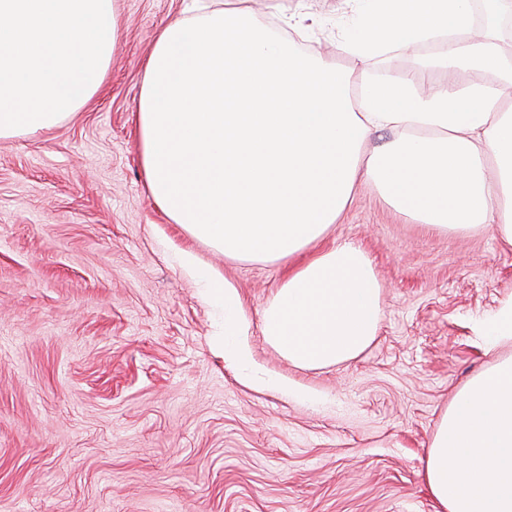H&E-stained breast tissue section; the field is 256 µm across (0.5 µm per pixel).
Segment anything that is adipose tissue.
I'll list each match as a JSON object with an SVG mask.
<instances>
[{"label":"adipose tissue","instance_id":"adipose-tissue-1","mask_svg":"<svg viewBox=\"0 0 512 512\" xmlns=\"http://www.w3.org/2000/svg\"><path fill=\"white\" fill-rule=\"evenodd\" d=\"M470 25L469 0H365L340 50L363 64ZM496 30L450 42L441 61L492 70L491 80L424 91L417 72L401 73L366 82L356 107L333 63L303 57L248 8L160 30L137 104L150 194L225 255L281 261L308 251L262 314L266 341L294 365L353 359L378 333L383 301L368 253L350 240L318 246L358 183L436 230L489 224L512 247V56ZM382 129L396 138L365 152ZM203 282L224 312L217 347L249 371L237 289ZM424 478L442 512H512V359L458 392Z\"/></svg>","mask_w":512,"mask_h":512}]
</instances>
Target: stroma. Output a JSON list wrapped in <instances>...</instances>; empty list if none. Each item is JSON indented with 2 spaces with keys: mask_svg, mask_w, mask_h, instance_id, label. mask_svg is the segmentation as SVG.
Masks as SVG:
<instances>
[{
  "mask_svg": "<svg viewBox=\"0 0 512 512\" xmlns=\"http://www.w3.org/2000/svg\"><path fill=\"white\" fill-rule=\"evenodd\" d=\"M299 51L365 79L412 69L434 41L365 68L338 50L355 0H249ZM108 77L79 111L0 139V512H441L424 480L432 436L474 375L512 359L475 326L512 296V248L492 227L437 232L370 184L330 227L383 286L357 358L293 365L262 334L286 261L232 258L173 223L141 163L145 62L181 0H115ZM237 289L255 367L215 344L222 321L180 260Z\"/></svg>",
  "mask_w": 512,
  "mask_h": 512,
  "instance_id": "stroma-1",
  "label": "stroma"
}]
</instances>
